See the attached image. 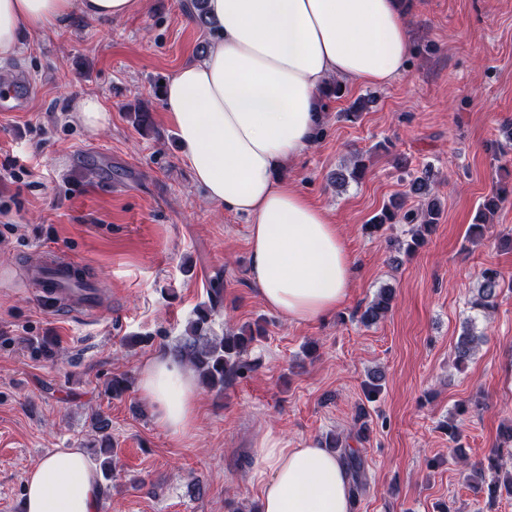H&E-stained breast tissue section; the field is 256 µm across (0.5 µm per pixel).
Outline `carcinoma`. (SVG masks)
I'll list each match as a JSON object with an SVG mask.
<instances>
[{
  "label": "carcinoma",
  "instance_id": "carcinoma-1",
  "mask_svg": "<svg viewBox=\"0 0 512 512\" xmlns=\"http://www.w3.org/2000/svg\"><path fill=\"white\" fill-rule=\"evenodd\" d=\"M365 174V164L357 161L352 167L336 172V183L346 185L349 181H359ZM431 171L425 170L421 176H411L408 182V192L399 198H394L386 205L381 214L375 216L369 224L363 225L367 233H375L386 224L410 225L409 238L397 242L403 253L410 255L425 245L427 237L435 230L441 213L440 202L431 198L426 205L411 208L406 206L407 198L429 195ZM512 288V281L507 283L501 272L496 268H486L481 273L480 287L477 297L472 301V308L486 318L496 307L499 291L504 286ZM211 307L198 311L196 318L189 322L183 340L174 349V358L187 363L197 374L199 381L210 389H224V382L245 370L253 369L252 364L244 359L250 344L262 334L258 326L246 325L236 334L227 333L222 337L208 335L213 310L222 304L224 289L211 288ZM394 299L393 290L382 288L376 298L364 310L361 322L370 326L384 318L389 312ZM475 320L471 319L464 327L462 334L454 345L455 365L462 370L474 355L483 334L474 332ZM101 434L100 453L105 458L100 460V470L107 480L112 479L115 470L112 459V438L107 434L108 423L100 419L97 423ZM326 447L333 449L343 460L350 475L351 502L357 504L360 496L366 490L367 480L362 459L355 451L346 449V444L336 435L327 440ZM512 457V450L506 448L494 449L487 458V463L470 465L472 478L486 487L490 503H495L500 497L512 496V469L503 470L504 456Z\"/></svg>",
  "mask_w": 512,
  "mask_h": 512
}]
</instances>
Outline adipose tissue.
Here are the masks:
<instances>
[{"instance_id":"obj_1","label":"adipose tissue","mask_w":512,"mask_h":512,"mask_svg":"<svg viewBox=\"0 0 512 512\" xmlns=\"http://www.w3.org/2000/svg\"><path fill=\"white\" fill-rule=\"evenodd\" d=\"M142 0H0V59L25 35L78 13L121 19ZM217 28L204 58L161 95L183 157L207 199L248 219L249 277L263 304L292 322L333 313L353 286V261L325 210L282 175L314 143L331 81L383 85L412 53L406 0H206ZM140 392L173 439L194 429L198 390L175 360L155 356ZM259 512H350L343 462L312 443L266 433L255 449ZM101 475L84 449L43 458L25 481L22 512H98Z\"/></svg>"}]
</instances>
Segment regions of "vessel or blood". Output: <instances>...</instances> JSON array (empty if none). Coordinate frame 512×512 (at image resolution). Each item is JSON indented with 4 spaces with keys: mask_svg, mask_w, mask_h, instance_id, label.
Returning <instances> with one entry per match:
<instances>
[{
    "mask_svg": "<svg viewBox=\"0 0 512 512\" xmlns=\"http://www.w3.org/2000/svg\"><path fill=\"white\" fill-rule=\"evenodd\" d=\"M37 93V86L25 70H17L14 79L0 86V110L4 112L26 111ZM79 265L70 256L48 248L42 253L39 264L28 268L26 279L36 295L52 306L79 302L82 310L95 313L99 303V292L87 281L78 279Z\"/></svg>",
    "mask_w": 512,
    "mask_h": 512,
    "instance_id": "obj_1",
    "label": "vessel or blood"
}]
</instances>
